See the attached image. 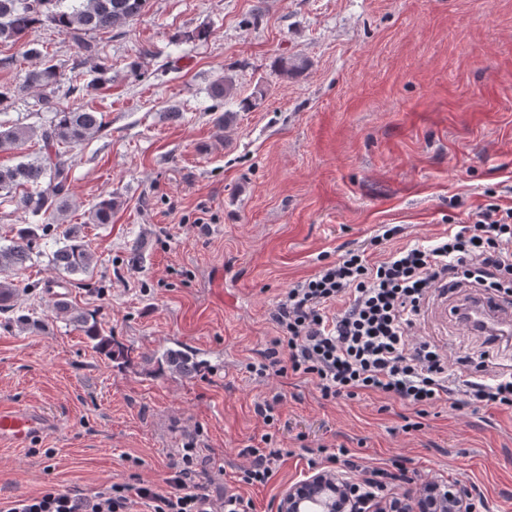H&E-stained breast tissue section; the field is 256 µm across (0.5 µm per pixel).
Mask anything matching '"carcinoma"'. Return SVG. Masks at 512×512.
I'll return each mask as SVG.
<instances>
[{"instance_id": "obj_1", "label": "carcinoma", "mask_w": 512, "mask_h": 512, "mask_svg": "<svg viewBox=\"0 0 512 512\" xmlns=\"http://www.w3.org/2000/svg\"><path fill=\"white\" fill-rule=\"evenodd\" d=\"M149 0H0V47L21 45L24 55L39 58L43 49L31 34L44 25H52L64 34L76 48L78 59L71 64L69 82L64 97L82 92L84 72L80 59L98 56L95 33H110L128 20L141 15ZM58 66L55 64L29 71L22 88L53 90L58 85ZM211 97L226 103L236 95L230 78L217 80L210 87ZM104 127L102 113L84 108L57 109L47 118L40 133L39 155L20 161L11 167H0V197L16 200L17 206L34 216H56L68 207L74 147L92 138ZM32 137V130L22 125L0 122V152L19 149ZM115 201L107 195L93 206L97 224H109ZM37 228L27 224L19 228L6 246L0 245V271L19 270L31 260ZM51 263L68 273H87L96 265L95 255L75 233L70 232L62 245L51 254ZM16 286L0 280V311L14 309ZM56 309L70 314V322L91 341L93 348L112 361L128 360L125 347L105 334L101 323L90 312L74 311L68 302L56 303ZM171 372L189 375L198 361L182 350H165L158 360Z\"/></svg>"}]
</instances>
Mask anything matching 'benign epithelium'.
<instances>
[{"label":"benign epithelium","mask_w":512,"mask_h":512,"mask_svg":"<svg viewBox=\"0 0 512 512\" xmlns=\"http://www.w3.org/2000/svg\"><path fill=\"white\" fill-rule=\"evenodd\" d=\"M311 503L318 512H476L471 487L460 481H438L415 497L389 495L358 501L351 496L345 475L336 470L315 471L289 486L279 497L276 512H307Z\"/></svg>","instance_id":"benign-epithelium-1"}]
</instances>
